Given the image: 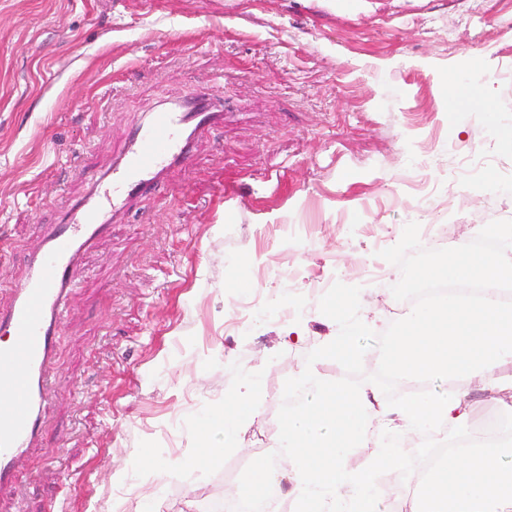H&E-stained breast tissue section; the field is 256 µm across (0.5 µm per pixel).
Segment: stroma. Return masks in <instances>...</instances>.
I'll use <instances>...</instances> for the list:
<instances>
[{
  "label": "stroma",
  "mask_w": 512,
  "mask_h": 512,
  "mask_svg": "<svg viewBox=\"0 0 512 512\" xmlns=\"http://www.w3.org/2000/svg\"><path fill=\"white\" fill-rule=\"evenodd\" d=\"M451 76L493 122L449 110ZM199 94L232 114L82 255L0 512H203L338 334L314 284L360 287L381 333L410 310L379 255L407 223L439 249L512 220V0H0V306L135 122ZM246 384L258 414L223 467L176 468ZM459 388L471 436L512 412V388ZM444 93L448 102L451 100H462L466 102L470 109H478L480 111L493 110L492 105L487 102L481 95L480 91L474 87H467L454 79H449L444 85Z\"/></svg>",
  "instance_id": "1"
}]
</instances>
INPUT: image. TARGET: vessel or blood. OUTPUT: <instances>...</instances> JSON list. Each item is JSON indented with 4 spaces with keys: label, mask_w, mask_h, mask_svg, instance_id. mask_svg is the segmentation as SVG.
<instances>
[{
    "label": "vessel or blood",
    "mask_w": 512,
    "mask_h": 512,
    "mask_svg": "<svg viewBox=\"0 0 512 512\" xmlns=\"http://www.w3.org/2000/svg\"><path fill=\"white\" fill-rule=\"evenodd\" d=\"M223 112L202 96L176 109L153 112L123 149L108 177L71 208L29 253L13 301L0 308V486L10 482L15 462L40 437L47 404L48 373L63 306L79 276V256L112 220L145 191L161 185L167 170L183 163L195 136L223 123Z\"/></svg>",
    "instance_id": "b4317fda"
}]
</instances>
